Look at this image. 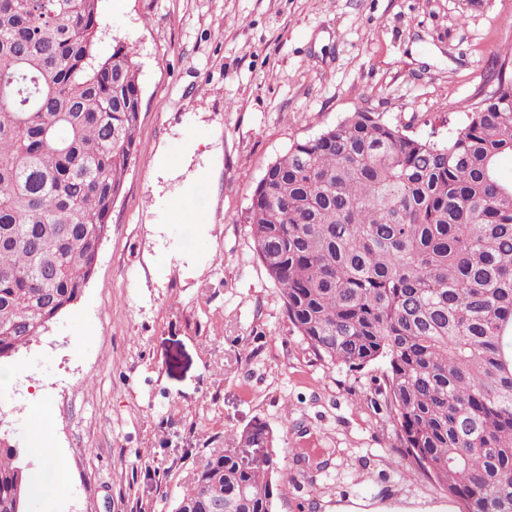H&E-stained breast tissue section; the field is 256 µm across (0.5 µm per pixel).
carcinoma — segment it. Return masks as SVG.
Returning a JSON list of instances; mask_svg holds the SVG:
<instances>
[{"label":"carcinoma","instance_id":"1","mask_svg":"<svg viewBox=\"0 0 512 512\" xmlns=\"http://www.w3.org/2000/svg\"><path fill=\"white\" fill-rule=\"evenodd\" d=\"M101 0H0V360L91 278L133 160V46L101 41ZM496 87L440 144L359 109L296 141L247 223L285 312L320 361L388 362L404 457L465 512H512V44ZM275 442L261 421L239 448ZM214 448L175 512H274L279 449ZM28 465L0 436V512H25Z\"/></svg>","mask_w":512,"mask_h":512}]
</instances>
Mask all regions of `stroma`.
<instances>
[{"label":"stroma","mask_w":512,"mask_h":512,"mask_svg":"<svg viewBox=\"0 0 512 512\" xmlns=\"http://www.w3.org/2000/svg\"><path fill=\"white\" fill-rule=\"evenodd\" d=\"M101 30L102 50L138 53L135 160L77 301L0 362L27 371L0 391V433L31 472L46 470L40 440L72 471L26 512H174L211 449L258 420L282 450L275 512H463L420 472L400 476L387 363L314 358L246 215L293 142L356 109L447 142L495 86L512 0H101ZM178 204L204 223H171Z\"/></svg>","instance_id":"stroma-1"}]
</instances>
